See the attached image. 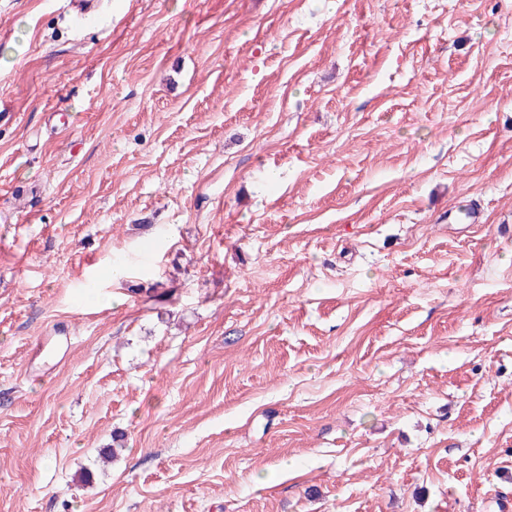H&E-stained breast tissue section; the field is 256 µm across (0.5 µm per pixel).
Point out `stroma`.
Wrapping results in <instances>:
<instances>
[{"mask_svg": "<svg viewBox=\"0 0 512 512\" xmlns=\"http://www.w3.org/2000/svg\"><path fill=\"white\" fill-rule=\"evenodd\" d=\"M71 15L0 0V512H503L512 0Z\"/></svg>", "mask_w": 512, "mask_h": 512, "instance_id": "stroma-1", "label": "stroma"}]
</instances>
